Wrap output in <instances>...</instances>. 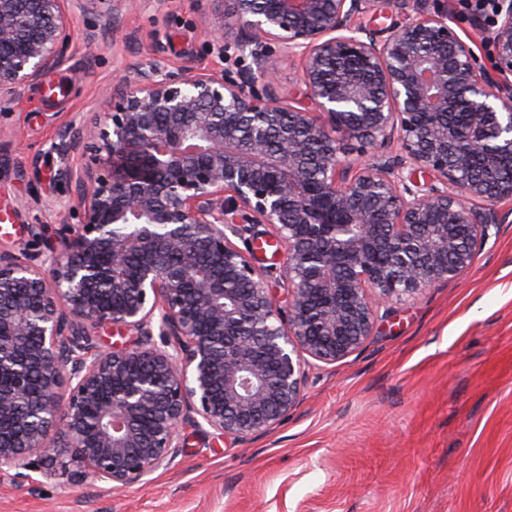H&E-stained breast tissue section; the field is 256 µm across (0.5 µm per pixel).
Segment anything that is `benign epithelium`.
Wrapping results in <instances>:
<instances>
[{
    "mask_svg": "<svg viewBox=\"0 0 512 512\" xmlns=\"http://www.w3.org/2000/svg\"><path fill=\"white\" fill-rule=\"evenodd\" d=\"M410 2L223 0L207 43L236 71L152 39L104 110L58 128L61 249H0V471L114 489L168 468L186 422L244 442L300 404L301 355L350 357L387 303L472 267L505 220L473 203L512 202V0L473 15L489 68L448 0ZM98 3L109 22L136 6L0 0V104L57 64L71 6ZM384 7L404 15L387 36L362 22ZM257 224L285 248L284 309L231 240ZM104 326L137 341L105 352Z\"/></svg>",
    "mask_w": 512,
    "mask_h": 512,
    "instance_id": "benign-epithelium-1",
    "label": "benign epithelium"
}]
</instances>
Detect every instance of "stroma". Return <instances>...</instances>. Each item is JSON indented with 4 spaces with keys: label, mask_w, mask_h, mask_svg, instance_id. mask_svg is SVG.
<instances>
[{
    "label": "stroma",
    "mask_w": 512,
    "mask_h": 512,
    "mask_svg": "<svg viewBox=\"0 0 512 512\" xmlns=\"http://www.w3.org/2000/svg\"><path fill=\"white\" fill-rule=\"evenodd\" d=\"M221 8L144 0L119 19L140 41L110 46L102 18L74 10L76 36L44 82L0 107V247L46 251L70 192L53 173L59 125L100 111L113 79L146 60L147 34L168 57L221 70L204 29ZM94 33L95 45L84 36ZM472 268L392 301L361 350L304 367L303 399L242 443L185 426L169 468L125 489L0 475V512H512V203L495 205ZM256 225L242 250L281 295L279 246Z\"/></svg>",
    "instance_id": "obj_1"
}]
</instances>
